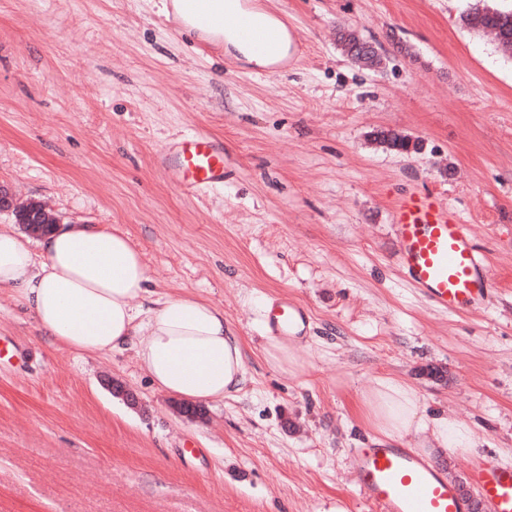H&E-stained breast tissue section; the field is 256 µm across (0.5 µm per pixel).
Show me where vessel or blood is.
<instances>
[{
	"instance_id": "1",
	"label": "vessel or blood",
	"mask_w": 512,
	"mask_h": 512,
	"mask_svg": "<svg viewBox=\"0 0 512 512\" xmlns=\"http://www.w3.org/2000/svg\"><path fill=\"white\" fill-rule=\"evenodd\" d=\"M224 24L255 52H274L281 31L262 27L244 15ZM159 167L175 166L179 187L188 193L224 183V151L205 134L182 137L174 154H160ZM394 222L401 243L399 265L408 281L441 311L483 305L492 280L488 262L456 216L429 192L400 198ZM307 320L292 301L273 306L266 318L271 336L298 335ZM350 464L361 495L380 512H467L469 504L445 471L413 449L364 444L352 449ZM486 512H512V465L486 458L472 469Z\"/></svg>"
}]
</instances>
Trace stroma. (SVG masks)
Wrapping results in <instances>:
<instances>
[{
	"label": "stroma",
	"instance_id": "1",
	"mask_svg": "<svg viewBox=\"0 0 512 512\" xmlns=\"http://www.w3.org/2000/svg\"><path fill=\"white\" fill-rule=\"evenodd\" d=\"M244 2L286 21L284 65L222 55L156 0H0V186L126 233L152 285L222 308L246 354L190 420L132 351L52 345L0 288V512H380L348 455L360 392L390 374L512 463V55L461 21L512 0ZM347 30L377 67L348 59ZM190 133L223 145L222 187L186 194L158 167ZM417 190L486 257L484 308L441 312L406 281L393 209ZM284 296L309 316L303 377L261 353Z\"/></svg>",
	"mask_w": 512,
	"mask_h": 512
}]
</instances>
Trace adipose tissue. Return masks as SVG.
<instances>
[{
    "instance_id": "1",
    "label": "adipose tissue",
    "mask_w": 512,
    "mask_h": 512,
    "mask_svg": "<svg viewBox=\"0 0 512 512\" xmlns=\"http://www.w3.org/2000/svg\"><path fill=\"white\" fill-rule=\"evenodd\" d=\"M227 55L258 67L285 58L290 39L259 55L225 29L203 31ZM141 252L116 229L66 222L39 239L0 225V286L29 308L39 332L88 354L131 348L157 389L191 403H214L245 376L241 341L223 310L192 293L154 294ZM371 441L417 436L427 458L443 461L477 446L474 430L452 416L424 412L417 391L393 376L376 377L357 404Z\"/></svg>"
}]
</instances>
